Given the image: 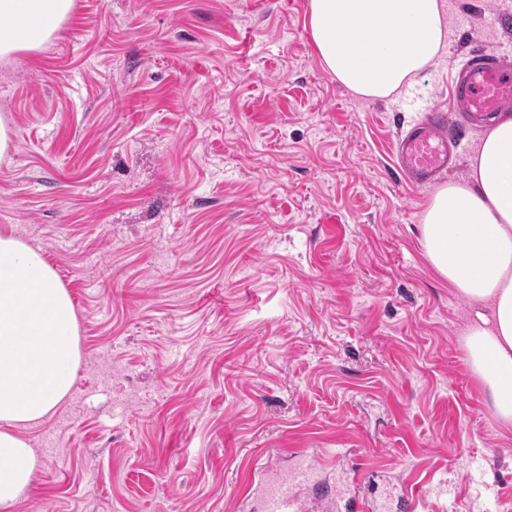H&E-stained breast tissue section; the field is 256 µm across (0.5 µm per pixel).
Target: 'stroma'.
<instances>
[{
  "label": "stroma",
  "mask_w": 512,
  "mask_h": 512,
  "mask_svg": "<svg viewBox=\"0 0 512 512\" xmlns=\"http://www.w3.org/2000/svg\"><path fill=\"white\" fill-rule=\"evenodd\" d=\"M444 3L445 52L384 98L323 67L308 0H74L0 60V232L42 251L81 350L19 431L38 470L14 512H238L283 448L367 456L418 512H512L473 310L421 244L436 184L396 152L466 61L512 53V0Z\"/></svg>",
  "instance_id": "stroma-1"
}]
</instances>
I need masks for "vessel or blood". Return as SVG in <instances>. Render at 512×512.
Instances as JSON below:
<instances>
[{
	"instance_id": "b4317fda",
	"label": "vessel or blood",
	"mask_w": 512,
	"mask_h": 512,
	"mask_svg": "<svg viewBox=\"0 0 512 512\" xmlns=\"http://www.w3.org/2000/svg\"><path fill=\"white\" fill-rule=\"evenodd\" d=\"M457 120L434 110L401 132L400 168L405 179L425 184L447 171L468 127L512 109V63L484 56L473 61L460 79ZM243 512H375L373 497L345 488L325 489L314 468L302 465L279 480L252 464L239 492Z\"/></svg>"
}]
</instances>
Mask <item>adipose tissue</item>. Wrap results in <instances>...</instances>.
<instances>
[{"label":"adipose tissue","mask_w":512,"mask_h":512,"mask_svg":"<svg viewBox=\"0 0 512 512\" xmlns=\"http://www.w3.org/2000/svg\"><path fill=\"white\" fill-rule=\"evenodd\" d=\"M73 0H0V58L40 49ZM324 68L356 95L410 84L448 44L443 0H308ZM424 253L470 302L488 307L464 334L468 363L494 417L512 426V117L482 139L466 181L433 194L420 219ZM80 361L79 325L40 249L0 234V512H12L37 469L18 430L67 397Z\"/></svg>","instance_id":"adipose-tissue-1"}]
</instances>
